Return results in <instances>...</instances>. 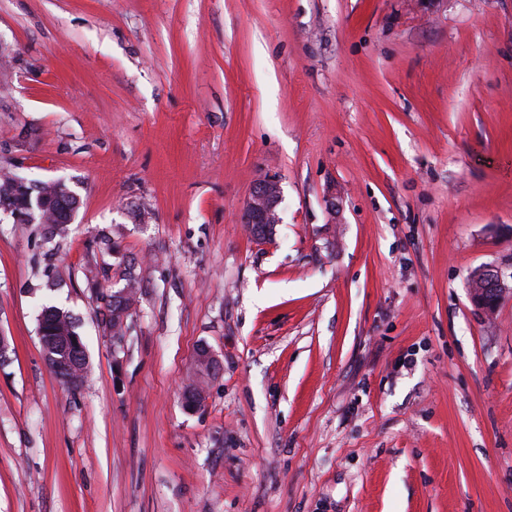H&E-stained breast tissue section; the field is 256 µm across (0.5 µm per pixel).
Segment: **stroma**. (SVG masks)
Wrapping results in <instances>:
<instances>
[{"label":"stroma","mask_w":512,"mask_h":512,"mask_svg":"<svg viewBox=\"0 0 512 512\" xmlns=\"http://www.w3.org/2000/svg\"><path fill=\"white\" fill-rule=\"evenodd\" d=\"M1 168L81 207L0 211V512H512V295L470 298L512 274V0H0ZM130 266L116 346L83 271ZM282 199L280 180L276 176L264 175L253 184L243 213V224L253 236L254 228H263L269 239L279 224L278 206ZM71 204L76 205L77 210L80 208V200L73 198ZM75 206L67 207V224H55L57 221V214L53 208H50L47 212L43 214L45 217V222L39 223L43 226L44 236L48 240L55 239L57 237L61 238L67 233L68 224H71L75 214H76ZM479 273L484 276V288H471V300L480 311L491 317L502 297L507 292L511 294L512 289L505 284L501 272L496 269H481ZM39 334L42 343L45 359L52 372L57 376L52 362L48 355L56 354L55 349L64 343L70 347L67 369L63 375L69 380L57 378L68 388L77 390L87 379L88 358L85 345L78 333V323L71 312L65 308L56 305H43L38 315ZM78 338L76 344L72 339Z\"/></svg>","instance_id":"stroma-1"}]
</instances>
